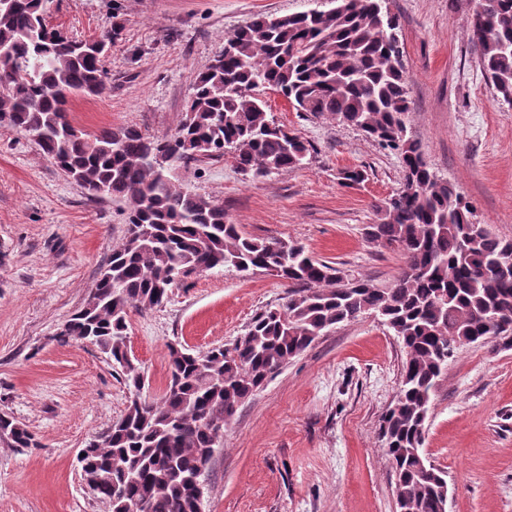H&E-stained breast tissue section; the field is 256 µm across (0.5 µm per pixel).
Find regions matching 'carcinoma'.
I'll use <instances>...</instances> for the list:
<instances>
[{"instance_id":"cac0c4a2","label":"carcinoma","mask_w":512,"mask_h":512,"mask_svg":"<svg viewBox=\"0 0 512 512\" xmlns=\"http://www.w3.org/2000/svg\"><path fill=\"white\" fill-rule=\"evenodd\" d=\"M330 2L327 10L257 15L238 29L224 55L196 76L184 119L164 138L135 128L89 135L69 118L71 99L108 89L102 61L120 26L76 45L46 23L44 0L0 7V52L7 51L0 55V127L36 137L90 197L118 199L128 212L124 241L58 342L95 346L136 387L142 377L124 343L130 310L159 306L171 288L220 267L262 269L292 286L285 304L258 314L229 347L199 354L169 347L165 393L130 400L84 448L81 471L100 478L97 494L112 512H197L196 485L238 408L318 337L365 314L378 316L406 353L382 425L399 512H447L446 474L429 468L422 453L425 424L456 342L485 338L512 347V240L473 220L410 134L398 16L385 0ZM469 41L498 97L512 105V0H477ZM261 88L398 153L403 186L378 206L381 222L367 228L403 260L388 287L344 283L300 245L243 235L224 220V206L176 186L158 163L159 156L176 163L229 152L252 179L305 165L309 144L268 119ZM1 435L14 448L33 445L28 429L8 417H0Z\"/></svg>"}]
</instances>
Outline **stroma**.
Wrapping results in <instances>:
<instances>
[{
    "mask_svg": "<svg viewBox=\"0 0 512 512\" xmlns=\"http://www.w3.org/2000/svg\"><path fill=\"white\" fill-rule=\"evenodd\" d=\"M329 0H54L50 25L89 40L120 23L100 98L70 101L88 133L133 127L173 134L197 74L238 27L261 13L325 10ZM400 20L410 130L430 168L469 202L474 219L512 239V106L500 101L467 39L476 0H387ZM268 112L309 141L303 168L257 180L231 156L176 165L173 182L224 207L248 236L293 242L343 280L388 286L397 252L370 241L378 204L396 194L397 154L336 120L299 112L267 90ZM359 168L366 180L341 183ZM127 229L116 199H89L27 133L0 128V416L25 425L35 447L0 438V512H111L91 491L79 452L124 413L134 393L96 347L55 339L81 309ZM288 286L257 270L196 275L160 306L129 313V351L160 395L168 347L231 344ZM405 351L369 316L338 325L250 396L224 428L206 471L203 512H397L381 434ZM423 451L446 471L448 512H512V347L470 344L449 359Z\"/></svg>",
    "mask_w": 512,
    "mask_h": 512,
    "instance_id": "1",
    "label": "stroma"
}]
</instances>
